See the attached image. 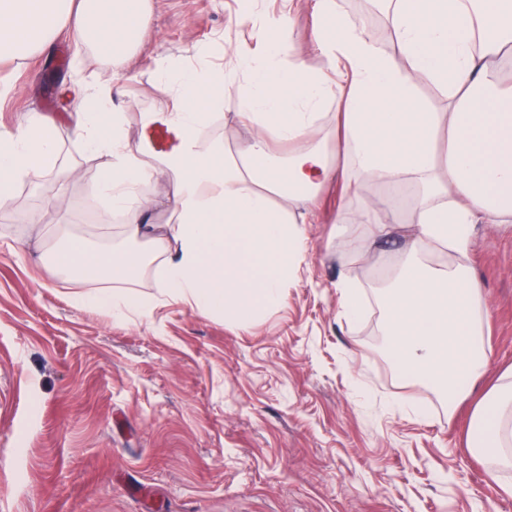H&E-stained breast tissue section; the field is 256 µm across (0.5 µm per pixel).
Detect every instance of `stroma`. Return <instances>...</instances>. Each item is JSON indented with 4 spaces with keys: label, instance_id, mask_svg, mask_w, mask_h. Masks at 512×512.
<instances>
[{
    "label": "stroma",
    "instance_id": "stroma-1",
    "mask_svg": "<svg viewBox=\"0 0 512 512\" xmlns=\"http://www.w3.org/2000/svg\"><path fill=\"white\" fill-rule=\"evenodd\" d=\"M236 19L234 0H155L129 53H103L87 69L66 25L47 52L0 67L10 88L0 129L50 116L67 167L106 168L84 153L79 101L62 97L61 83L111 77L124 137L137 144L142 113L166 105L158 59L194 45L232 52L252 35ZM20 185L0 226V512H512V468L493 470L467 447L474 406L512 367V223L472 237L489 365L451 417L389 361L378 273L406 245L408 225L387 241L360 224L336 232L342 204H379L384 188L323 190L285 301L240 324L162 298L150 318L122 321L76 304L100 285L43 262L56 224L100 248L122 235L83 220L97 197L85 180L32 173ZM58 192L63 215L44 203ZM348 274L366 301L356 321L339 314ZM401 395L420 398L426 416L395 409Z\"/></svg>",
    "mask_w": 512,
    "mask_h": 512
}]
</instances>
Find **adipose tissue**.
Returning <instances> with one entry per match:
<instances>
[{
	"instance_id": "adipose-tissue-1",
	"label": "adipose tissue",
	"mask_w": 512,
	"mask_h": 512,
	"mask_svg": "<svg viewBox=\"0 0 512 512\" xmlns=\"http://www.w3.org/2000/svg\"><path fill=\"white\" fill-rule=\"evenodd\" d=\"M387 2L393 53L339 0H314V45L326 59L314 69L287 35V15L260 20L255 0H240L237 19L252 24L251 42L218 68L199 46L195 65L161 61L171 102L143 113L134 146L124 138L109 80L86 87L83 96L95 106L81 110L80 135L110 163L80 177L110 199L131 245L102 253L62 233L49 262L73 280L113 285L82 295L81 303L116 320L150 317L154 300L125 288L147 272L170 300L204 315L252 320L284 301L294 259L306 250L302 227L316 221L324 186H413V204L393 196L379 209L339 210L336 222L344 234L365 225L374 240L412 224L414 236L378 293L389 356L399 376L436 391L455 411L487 369L482 290L468 264L430 263L425 247L434 241L461 257L476 225L512 222V85L496 76L512 60V0ZM151 18V0H112L107 11L100 0H0V61L43 48L71 22L84 45L121 52ZM422 85L440 91L445 111L428 110L418 96ZM231 90L238 118L256 130L233 152L202 134ZM331 106L343 125L336 139L341 165L316 138ZM59 162L52 120L36 113L22 128L1 130L0 213L14 211L17 182L58 172ZM161 179L169 182L164 200L141 196L143 186ZM157 207L170 211L173 223H153ZM468 440L473 455L512 467V373L476 404Z\"/></svg>"
}]
</instances>
